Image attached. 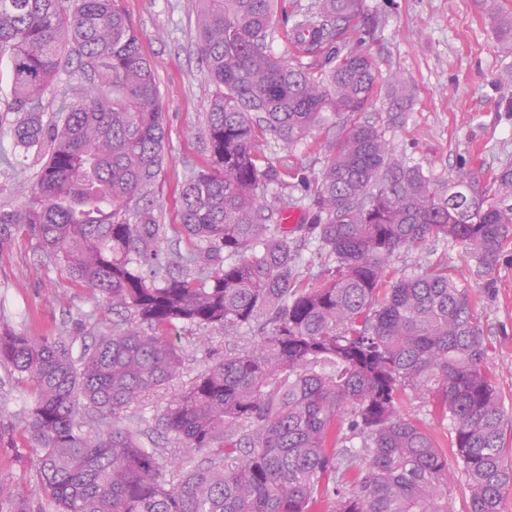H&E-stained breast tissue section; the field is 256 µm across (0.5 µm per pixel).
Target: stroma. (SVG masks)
Segmentation results:
<instances>
[{
  "label": "stroma",
  "mask_w": 512,
  "mask_h": 512,
  "mask_svg": "<svg viewBox=\"0 0 512 512\" xmlns=\"http://www.w3.org/2000/svg\"><path fill=\"white\" fill-rule=\"evenodd\" d=\"M196 0H116L156 66L168 139L163 169L152 200L161 223H179V192L192 169L203 167L209 148L198 132L212 92L195 49ZM366 14H380L384 27L362 49L376 60L380 75L402 73L413 85L410 112L395 117L385 98H376L362 117L381 128L396 150L439 182L462 175L491 185L499 168L512 163V47L498 44L475 0H365ZM12 88L8 62H0V208L21 206L36 181L37 167L16 148L13 113L4 106ZM325 131L313 132L291 152L268 150L274 165H288L314 177L323 168ZM447 265L473 300V314L488 345V367L508 413L512 414V239L495 266L479 267L462 244L429 242L424 252L399 250L388 270L395 279L417 262ZM100 305L73 282L60 264L21 230L0 241V333L63 337L73 356L91 345L99 325L124 319ZM205 346H184L182 375L142 397L131 410L147 447L171 448V435L155 417L185 389L211 358L223 355V330L206 328ZM29 402L16 374L0 366V424L19 425ZM403 415L422 424L442 451L454 455L453 426L434 418L430 405L406 392Z\"/></svg>",
  "instance_id": "1"
}]
</instances>
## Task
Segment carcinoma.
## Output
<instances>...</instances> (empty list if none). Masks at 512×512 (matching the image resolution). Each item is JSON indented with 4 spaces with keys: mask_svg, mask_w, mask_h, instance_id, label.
<instances>
[{
    "mask_svg": "<svg viewBox=\"0 0 512 512\" xmlns=\"http://www.w3.org/2000/svg\"><path fill=\"white\" fill-rule=\"evenodd\" d=\"M197 2L210 164L185 180L172 227L195 241L181 260L197 271L166 278L167 227L150 199L168 136L155 62L114 0H0L15 143L40 164L24 208L0 209V237L22 225L94 299L130 313L77 362L60 336L0 334V364L30 392L20 438L39 512H448V457L401 413L408 389L453 423L468 512H501L509 421L472 300L446 265L396 281L387 268L440 239L493 267L512 237V166L491 189L464 176L439 185L355 120L380 94L393 112L411 101L360 49L384 24L363 0H312L279 18L276 0ZM481 8L511 46L512 16L495 0ZM279 28L292 61L272 52ZM73 62L88 83L46 123L44 98ZM338 123L320 176L268 206L295 174L262 162L261 147L287 152ZM293 210L304 219L288 226ZM309 249L321 270L304 286ZM185 326L261 342L213 360L156 416L178 447L147 448L118 420L180 376L173 332ZM0 512L32 504L0 482Z\"/></svg>",
    "mask_w": 512,
    "mask_h": 512,
    "instance_id": "obj_1",
    "label": "carcinoma"
}]
</instances>
